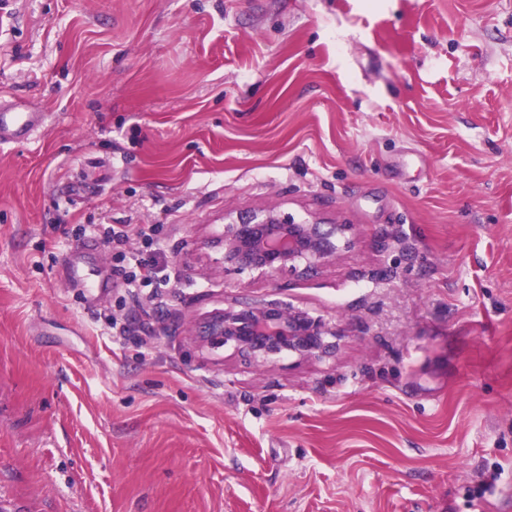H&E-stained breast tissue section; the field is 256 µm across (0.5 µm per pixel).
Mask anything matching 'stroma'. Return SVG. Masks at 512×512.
Returning <instances> with one entry per match:
<instances>
[{"label":"stroma","instance_id":"stroma-1","mask_svg":"<svg viewBox=\"0 0 512 512\" xmlns=\"http://www.w3.org/2000/svg\"><path fill=\"white\" fill-rule=\"evenodd\" d=\"M4 2L0 98L47 122L0 146V512H512V0ZM270 207L359 235L225 269ZM120 224L167 286L117 285ZM268 302L335 357L197 343ZM129 232L152 244L155 228L150 224H123L122 228L112 226V228L109 227L101 230V241L106 246H113L114 244L123 245L129 239Z\"/></svg>","mask_w":512,"mask_h":512}]
</instances>
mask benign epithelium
<instances>
[{
    "mask_svg": "<svg viewBox=\"0 0 512 512\" xmlns=\"http://www.w3.org/2000/svg\"><path fill=\"white\" fill-rule=\"evenodd\" d=\"M354 235L350 224L297 222L276 208L224 225V267L271 279L285 271H308L336 257L339 243ZM200 342L230 345L243 357L266 365L292 354L323 359L336 351V324L287 303L229 306L210 316Z\"/></svg>",
    "mask_w": 512,
    "mask_h": 512,
    "instance_id": "benign-epithelium-1",
    "label": "benign epithelium"
}]
</instances>
